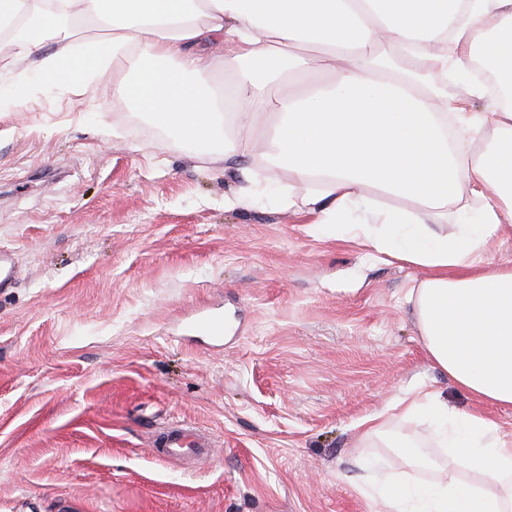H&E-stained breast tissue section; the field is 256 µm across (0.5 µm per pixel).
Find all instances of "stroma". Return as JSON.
<instances>
[{"label": "stroma", "mask_w": 512, "mask_h": 512, "mask_svg": "<svg viewBox=\"0 0 512 512\" xmlns=\"http://www.w3.org/2000/svg\"><path fill=\"white\" fill-rule=\"evenodd\" d=\"M90 89L0 112V512H375L354 486L360 422L440 392L512 432L434 367L407 301L426 269L366 259ZM223 304V349L174 340ZM215 439L164 460L165 421ZM18 278V269L12 253L0 249V294L5 288H13Z\"/></svg>", "instance_id": "obj_1"}]
</instances>
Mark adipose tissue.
<instances>
[{"mask_svg": "<svg viewBox=\"0 0 512 512\" xmlns=\"http://www.w3.org/2000/svg\"><path fill=\"white\" fill-rule=\"evenodd\" d=\"M479 61L499 90L483 112L469 103L485 92ZM10 66L0 112L24 111L29 86L87 89L120 67L113 106L233 170L229 207L253 203L267 167L286 169L279 203L312 216V232L342 227L374 257L429 269L408 295L429 359L478 401L512 405V263L482 258L512 223V0H0ZM219 69L221 89L206 80ZM300 73L326 79L273 92ZM452 80L466 96H448ZM392 408L394 420H362L363 442L434 476L406 480L363 458L379 512H512V438L437 392ZM416 420L440 459L403 431ZM445 461L460 475H442Z\"/></svg>", "mask_w": 512, "mask_h": 512, "instance_id": "obj_1", "label": "adipose tissue"}]
</instances>
